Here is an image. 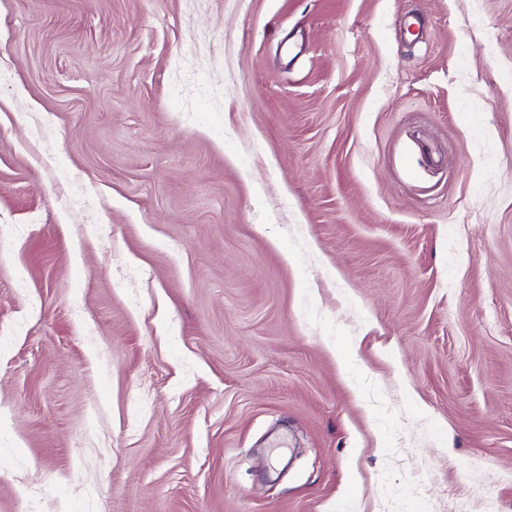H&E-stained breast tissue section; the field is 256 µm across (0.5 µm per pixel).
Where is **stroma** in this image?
Wrapping results in <instances>:
<instances>
[{"label":"stroma","mask_w":512,"mask_h":512,"mask_svg":"<svg viewBox=\"0 0 512 512\" xmlns=\"http://www.w3.org/2000/svg\"><path fill=\"white\" fill-rule=\"evenodd\" d=\"M512 512V0H0V512Z\"/></svg>","instance_id":"obj_1"}]
</instances>
